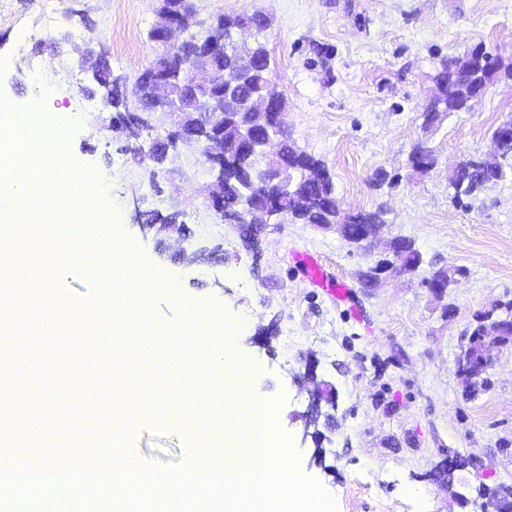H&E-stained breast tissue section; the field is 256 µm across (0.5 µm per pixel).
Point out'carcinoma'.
<instances>
[{
  "label": "carcinoma",
  "instance_id": "1",
  "mask_svg": "<svg viewBox=\"0 0 512 512\" xmlns=\"http://www.w3.org/2000/svg\"><path fill=\"white\" fill-rule=\"evenodd\" d=\"M162 6L180 14L187 30L185 49H190L197 43H210L213 46V57L222 66L241 71L243 95L249 98L264 97L270 100L272 111H286V103L278 91L276 83L270 77V57L266 46L260 42L252 47L239 48L224 44V37L237 26L251 22V16L243 13L236 17L219 16L208 26L196 20L186 0H162ZM179 52L162 53L154 61V65L162 73L171 88L172 99L180 101L185 97V91L192 79V73L187 65L179 68L170 66V58ZM492 72L474 65L462 70L448 67V61H443L441 70L436 77L437 93L430 101L424 119L431 124L433 115L449 114L466 109V101L473 89L491 80ZM133 95L137 102H142L143 94L140 82H135L133 90H116L112 93V107L129 111L128 95ZM224 94L212 95L211 103L199 108H188L197 122V132L205 137L211 131L208 124V113L221 110ZM277 154L288 160V194L282 200V207L288 219L295 223L317 224L326 226L338 224L344 233L346 241L363 246L360 224L367 219L372 224L385 223V211L377 209L372 212H358L340 217L335 208V187L331 176H326L318 183L306 179V168L316 162L314 156L298 149L288 136V133H268V139L259 140L250 152L230 159L224 164V210L229 213H243L249 210L257 195V169L265 152ZM468 169L454 180L453 200L461 204L464 200L477 195L483 182L489 178L499 180L506 177L507 171H512V143L504 146L502 156L493 161H466ZM400 261L411 270L418 269L424 264V255L415 247L412 241H407L404 250L400 251ZM488 314L499 320L503 333L512 336V299L498 303L497 309L489 310ZM483 316L476 317V322L470 328L468 342L457 361L473 362L479 358L481 343V327Z\"/></svg>",
  "mask_w": 512,
  "mask_h": 512
}]
</instances>
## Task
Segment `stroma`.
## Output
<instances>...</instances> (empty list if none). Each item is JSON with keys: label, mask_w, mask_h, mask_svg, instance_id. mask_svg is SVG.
<instances>
[{"label": "stroma", "mask_w": 512, "mask_h": 512, "mask_svg": "<svg viewBox=\"0 0 512 512\" xmlns=\"http://www.w3.org/2000/svg\"><path fill=\"white\" fill-rule=\"evenodd\" d=\"M0 0V97L15 108L44 104L63 127L70 162L105 189L100 241L118 238L142 268L173 283L224 323L239 325L234 346L262 364L251 389L276 402L273 422L288 437L297 470L333 493L336 512H476L479 487L512 483V346L500 348L488 383L463 392L456 359L477 315L512 298V178L453 203L448 171L459 160L494 149L492 133L512 119V77L498 75L465 112L424 125L443 60L480 48L512 64V0H197V18L245 10L267 15L262 31L239 35L263 42L272 76L288 108L296 146L321 159L341 215L384 208L387 224L373 252L356 249L332 230L285 219L265 225L257 243L224 221L204 200L212 180L200 146L180 144L162 164L134 154L125 133L110 130L114 110L93 81L89 55L113 75L134 82L158 53L148 33L155 0ZM432 150L427 172L408 161L415 145ZM178 214L185 239L146 227L152 215ZM406 238L427 263L375 288L359 274ZM351 286L339 301L313 286L302 256ZM465 276L443 298L425 284L431 266ZM96 280L75 272L55 278L54 295L71 313L33 317L10 301L17 336L0 339V360L34 353L16 387L29 409L17 417L0 404V456L26 460L73 454L80 430L55 434L71 415L112 426V397L80 381L78 360L102 349L107 362L133 345L104 343L93 330L76 344L78 316L91 313ZM335 389L322 405L321 439L304 437L309 408L303 385L308 357ZM166 385H181L185 422L137 414L129 443L144 465L167 471L186 465L195 443L186 422L198 409L191 376L171 368ZM39 429L20 440L18 426ZM467 464L446 488L439 469L449 453Z\"/></svg>", "instance_id": "35a3bbf8"}]
</instances>
